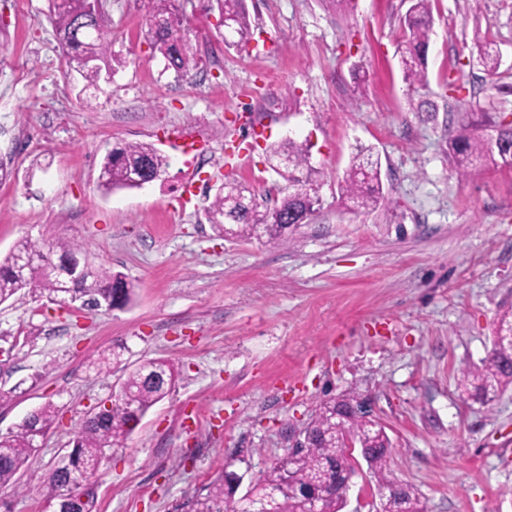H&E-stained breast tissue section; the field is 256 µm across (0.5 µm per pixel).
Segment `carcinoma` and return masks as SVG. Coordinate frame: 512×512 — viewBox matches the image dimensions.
Here are the masks:
<instances>
[{"label": "carcinoma", "mask_w": 512, "mask_h": 512, "mask_svg": "<svg viewBox=\"0 0 512 512\" xmlns=\"http://www.w3.org/2000/svg\"><path fill=\"white\" fill-rule=\"evenodd\" d=\"M220 9L234 18L235 44L248 43L250 21L245 0H216ZM411 6L402 18L403 39L398 48L400 66L404 80L422 86L427 80V47L432 30L431 0H410ZM145 11L147 35L157 50L177 74L187 75L198 65L187 40L183 15L178 0H141ZM84 9L83 0H49L50 19L58 39L66 37L76 23L77 13ZM87 30L78 41L70 45L69 53L86 86L96 88L100 80L97 70L84 66V60L95 57L108 63L111 40L104 29H95L96 22H85ZM478 62L488 75L497 73L501 55L494 43L476 40ZM499 130L501 144L492 147L487 141V130ZM288 156V182L294 191L284 197L274 208L260 211L252 205L239 203L245 189L231 182L224 183V192L216 194L207 208L209 221L220 233L224 232V220L232 221L234 235L250 237L263 225L262 233L272 243L287 240L289 226L275 223L281 212H314L319 198L307 188V181L296 175L309 160L308 143H288L274 149ZM449 157L458 174L463 178L480 172L484 167H512V123H495L485 116L466 115L459 122L449 144ZM168 162L152 145L147 143H122L111 154L104 156L101 168L108 177L99 183L104 193L116 189L132 188L129 174L143 166L164 172ZM341 195L363 210H374L386 200L381 180V164L373 158L368 147H358L346 171ZM80 247L67 240L31 241L19 240L10 254L0 263V304L25 290L34 296L46 294L55 298L70 295L90 297L105 303L112 302V283L118 275L108 271H90L86 276L69 281L44 269L17 277L16 259L36 252H45L53 258L66 259L78 256ZM512 329V309L504 311L498 318L492 340V351L480 367L465 368L460 372L458 385L467 398L480 404L496 400L507 389L512 388V345L499 341V337ZM155 370L164 379L151 381L141 367L127 373L122 383L127 404L118 403L109 414L96 421L83 423L73 447L69 449L67 469L50 474L41 484L45 498L58 496L61 484L68 474L83 476L80 489L81 500L72 512H96V478L106 453L124 447L135 431L132 416L126 405L135 407L144 415L164 398L175 383L173 365L164 359H152ZM358 398L346 396L323 404L306 432L310 436L308 447L295 449L263 472L248 494L262 497L269 489L276 490L270 508L273 512H304L308 498L318 501L322 512H342L345 501L341 488L346 478L354 472L351 449L344 447L345 437L352 436L359 444L363 459L378 486L397 483L389 468L390 441L384 428L373 419H342L336 416L337 409L356 404ZM34 456L29 448L26 432L17 430L0 435V489H16L18 474L25 470ZM237 488L236 474L222 472L183 503L187 512H228V504ZM380 512H423L420 499L414 488L401 485L395 492L381 500Z\"/></svg>", "instance_id": "1"}]
</instances>
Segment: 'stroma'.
I'll return each mask as SVG.
<instances>
[{"mask_svg":"<svg viewBox=\"0 0 512 512\" xmlns=\"http://www.w3.org/2000/svg\"><path fill=\"white\" fill-rule=\"evenodd\" d=\"M112 80L65 72L47 0H0V256L17 241L78 243L92 268L136 288L112 312L20 293L0 304V433L46 404L57 418L10 512H42L38 486L87 414L127 372L172 362L174 388L98 474L99 512H181L225 466L257 478L323 402L356 393L391 442L390 469L424 512H512V388L481 405L456 387L492 349L512 306V168L461 178L448 142L461 115L512 121V0H433L427 83L398 66L409 0H247L251 37L226 48L208 0H180L199 70L167 69L138 0H103ZM502 62L487 77L474 36ZM310 141L314 216L287 243L224 238L207 220L217 187L259 209L288 192L272 150ZM153 145L159 180L103 195L118 143ZM381 162L387 200L349 209L340 185L357 147ZM193 179L201 192L183 201ZM120 354L96 374L99 351ZM343 512H376L361 455Z\"/></svg>","mask_w":512,"mask_h":512,"instance_id":"obj_1","label":"stroma"}]
</instances>
